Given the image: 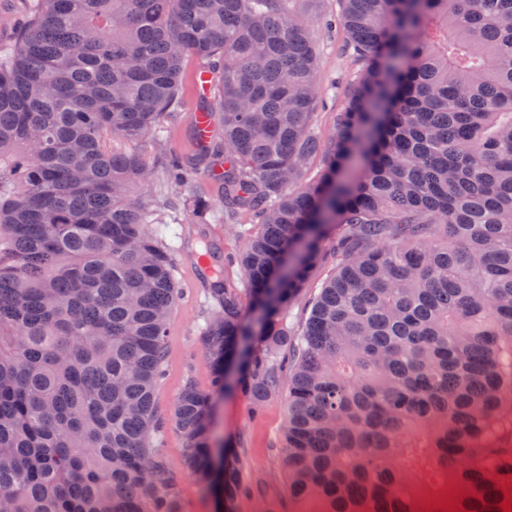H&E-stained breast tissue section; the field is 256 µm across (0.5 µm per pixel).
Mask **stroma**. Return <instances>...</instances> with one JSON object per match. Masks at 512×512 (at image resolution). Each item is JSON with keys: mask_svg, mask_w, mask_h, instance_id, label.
<instances>
[{"mask_svg": "<svg viewBox=\"0 0 512 512\" xmlns=\"http://www.w3.org/2000/svg\"><path fill=\"white\" fill-rule=\"evenodd\" d=\"M292 13L308 23L318 53V73L321 98L315 111L314 125L321 137L335 131V116L346 99L351 77L360 63L343 28H328L327 22L342 14V0H290ZM200 60L188 57L183 62L184 94L178 112L165 122L158 134L134 144V151L146 157L166 152L173 155L193 154V115L203 100L195 86V77L202 69ZM178 219L185 243L176 254L175 278L182 290L174 309L168 336V357L165 375L158 389V406L169 413L186 378H193L201 389H208L210 363L205 354L203 338L211 300L202 273L194 263L193 250L198 246V231H205L217 240L224 251L235 252L242 246L239 238L226 235L224 219L218 212H210L204 222H196L187 213ZM285 416L282 399L274 398L264 406L259 416H250L245 396L240 392L219 397L213 410L214 444L218 447L245 449L254 475L269 484L283 486L285 472L274 452L280 439ZM167 471L175 478L183 512H217L215 498L206 492L183 460V439L174 426H166L156 441Z\"/></svg>", "mask_w": 512, "mask_h": 512, "instance_id": "1", "label": "stroma"}]
</instances>
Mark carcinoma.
Wrapping results in <instances>:
<instances>
[{"mask_svg":"<svg viewBox=\"0 0 512 512\" xmlns=\"http://www.w3.org/2000/svg\"><path fill=\"white\" fill-rule=\"evenodd\" d=\"M362 63L314 127L316 48L289 0H38L0 48V496L8 512H182L154 440L171 422L221 512L270 497L213 399L282 396L275 451L320 512H503L512 487V0H343ZM218 85L196 153L115 142L180 104L186 55ZM316 176L303 180L311 160ZM222 185L204 347L168 418L157 388L178 297L154 177ZM248 212L249 228L234 223ZM335 264L297 327L286 310ZM238 266L241 285L226 275ZM250 309H245V305ZM430 503H423L424 499Z\"/></svg>","mask_w":512,"mask_h":512,"instance_id":"cac0c4a2","label":"carcinoma"}]
</instances>
